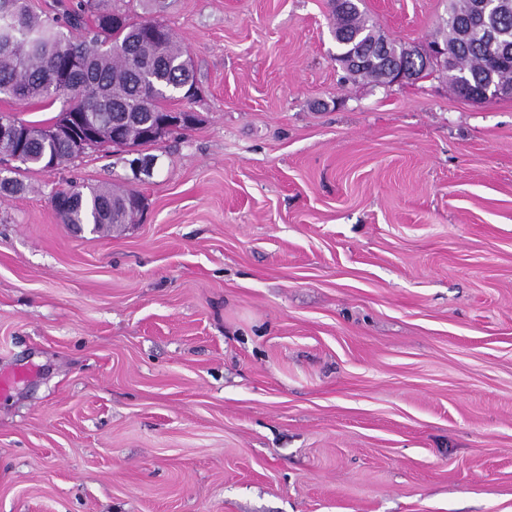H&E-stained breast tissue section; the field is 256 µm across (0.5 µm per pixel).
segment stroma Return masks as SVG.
<instances>
[{"label": "stroma", "mask_w": 512, "mask_h": 512, "mask_svg": "<svg viewBox=\"0 0 512 512\" xmlns=\"http://www.w3.org/2000/svg\"><path fill=\"white\" fill-rule=\"evenodd\" d=\"M159 18L201 121L151 172L0 153V512H512V95L344 80L329 0ZM73 181L145 208L74 234Z\"/></svg>", "instance_id": "obj_1"}]
</instances>
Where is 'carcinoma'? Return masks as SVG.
<instances>
[{
	"mask_svg": "<svg viewBox=\"0 0 512 512\" xmlns=\"http://www.w3.org/2000/svg\"><path fill=\"white\" fill-rule=\"evenodd\" d=\"M146 16L136 17L112 5V0H79L76 8L41 16L28 0H0V100L61 102V111L73 112L84 122L102 128L92 148L123 146L112 137V128H126L137 146L155 142L141 138L157 115L168 111L165 102L180 99L196 86L193 60L187 49L165 24L153 17L165 0H139ZM359 0H338L333 6L336 53L355 54L362 62L352 80L371 79L383 84L392 65L416 74L423 71L421 59L397 54V42L379 45L381 32L360 10ZM92 25L86 24V18ZM498 38L512 46V0L509 8L490 20ZM448 44L452 87L463 98L480 101L489 86L512 88V55L493 54L486 41V28L477 15L474 0L462 7L448 0L447 17L439 29ZM10 156L20 154L28 169L46 170L47 162L60 169L80 156L71 140L30 138L22 147L0 146ZM139 197L110 187L75 184L53 197L64 224L93 231L109 230L131 223Z\"/></svg>",
	"mask_w": 512,
	"mask_h": 512,
	"instance_id": "1",
	"label": "carcinoma"
}]
</instances>
